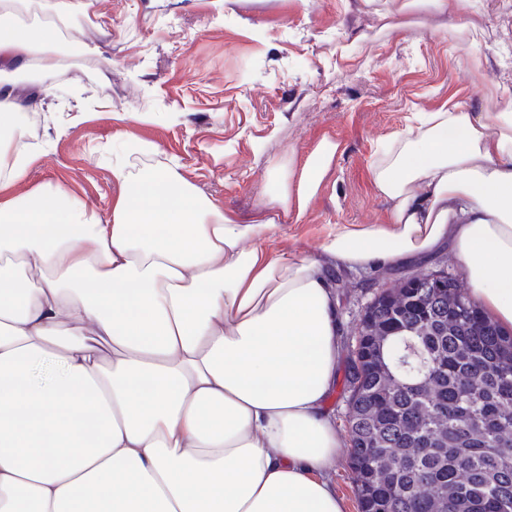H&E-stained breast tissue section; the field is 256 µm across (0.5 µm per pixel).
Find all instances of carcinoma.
Here are the masks:
<instances>
[{
  "instance_id": "carcinoma-1",
  "label": "carcinoma",
  "mask_w": 512,
  "mask_h": 512,
  "mask_svg": "<svg viewBox=\"0 0 512 512\" xmlns=\"http://www.w3.org/2000/svg\"><path fill=\"white\" fill-rule=\"evenodd\" d=\"M346 385L359 512H512V333L461 279L378 289Z\"/></svg>"
}]
</instances>
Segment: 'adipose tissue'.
<instances>
[{"instance_id":"ef3b65f1","label":"adipose tissue","mask_w":512,"mask_h":512,"mask_svg":"<svg viewBox=\"0 0 512 512\" xmlns=\"http://www.w3.org/2000/svg\"><path fill=\"white\" fill-rule=\"evenodd\" d=\"M53 86L58 30L0 0V74ZM456 102L381 141L382 224H328L275 249L343 148L321 139L251 219L178 163L112 144V209L56 186L0 200V512H343L327 404L339 366L336 268L416 264L449 245L472 298L512 329V90ZM0 82V183L40 148Z\"/></svg>"}]
</instances>
